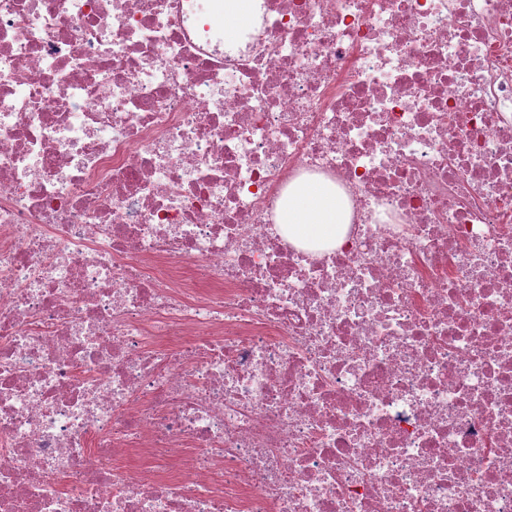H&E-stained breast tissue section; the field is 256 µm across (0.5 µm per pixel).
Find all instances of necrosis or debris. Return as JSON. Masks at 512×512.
<instances>
[{
  "label": "necrosis or debris",
  "mask_w": 512,
  "mask_h": 512,
  "mask_svg": "<svg viewBox=\"0 0 512 512\" xmlns=\"http://www.w3.org/2000/svg\"><path fill=\"white\" fill-rule=\"evenodd\" d=\"M221 3L0 0V512H512V0ZM253 16L254 0H224V14L220 15L224 31H216L225 40H231L252 22ZM349 215L346 196L331 181L303 176L288 186L277 223L296 245L335 248L344 242Z\"/></svg>",
  "instance_id": "4bbe7bcc"
}]
</instances>
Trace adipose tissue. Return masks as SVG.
Returning <instances> with one entry per match:
<instances>
[{
    "label": "adipose tissue",
    "mask_w": 512,
    "mask_h": 512,
    "mask_svg": "<svg viewBox=\"0 0 512 512\" xmlns=\"http://www.w3.org/2000/svg\"><path fill=\"white\" fill-rule=\"evenodd\" d=\"M277 222L294 244L311 249L340 246L349 222L347 198L329 180L298 178L288 187Z\"/></svg>",
    "instance_id": "obj_1"
}]
</instances>
